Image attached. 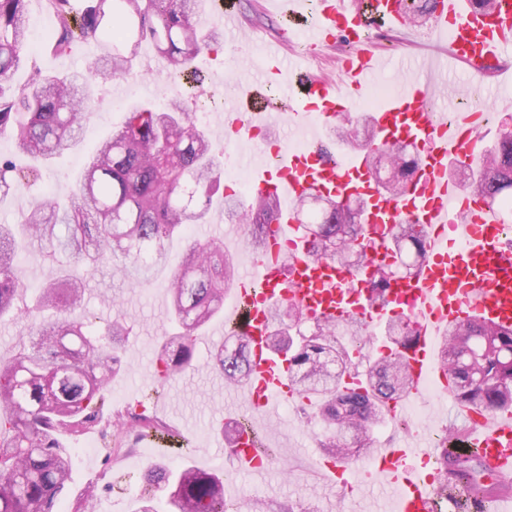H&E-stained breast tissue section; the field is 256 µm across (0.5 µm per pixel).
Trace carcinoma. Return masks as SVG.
Returning a JSON list of instances; mask_svg holds the SVG:
<instances>
[{
	"label": "carcinoma",
	"instance_id": "carcinoma-1",
	"mask_svg": "<svg viewBox=\"0 0 512 512\" xmlns=\"http://www.w3.org/2000/svg\"><path fill=\"white\" fill-rule=\"evenodd\" d=\"M27 0H0V137L12 140L17 151L50 160L76 139L85 115L88 77L130 74L143 43L152 45L175 74H184L205 50H220L224 32L203 30L196 19L197 0H45L53 19L47 37L51 50L63 55L85 41H95L98 54L86 74H37L32 82L16 85L14 74L29 63ZM410 23L422 26L439 0H401ZM195 104L184 99L163 106L134 105L120 129L112 133L86 162L76 201L68 207L51 199L34 203L21 223L30 239L82 263L91 273L114 264L133 285L148 280L155 266L167 261L174 238L186 240L185 258L168 283L172 313L179 325L175 336L161 346L158 361L165 378L188 371L194 361L199 332L224 310V293L236 274L234 256L217 241L200 242L190 236L195 224L209 223L211 196L220 187L221 163L193 118ZM365 113L336 127V138L350 149L365 150L373 130ZM381 155L368 163L379 188L399 193L419 166L418 153L397 146L391 176L380 179ZM40 170H19L0 162V194L14 186L35 182ZM468 188L504 210L512 199V130L500 134L485 163L462 172ZM316 205L306 224L310 253L334 259L353 269L365 260L359 239V215L364 201L341 204L331 197L310 194L296 203ZM273 206L254 200L250 209L233 196L224 197V218L246 222V241L252 253L263 248L260 229L269 223ZM395 262L374 272L372 288L383 290L391 280L409 273L422 258L423 232L416 224H402L392 241ZM21 248L6 224L0 225V319L15 314L32 318L51 310L52 322L30 328L32 345L0 362V512H59L57 504L73 470L70 449L60 437L77 436L97 422L107 401L110 381L121 370V357L130 328L120 314L95 331L80 313L86 279L50 270L33 306L21 307L23 289ZM276 333L270 346L288 363V382L300 395L318 398V419L327 434L320 447L352 460L371 454L375 429L384 422L382 402L403 395L408 376L398 346L413 336L411 322L390 318L385 330L389 352L370 356L361 347L367 339L359 323L344 325L349 342L336 337V324L318 321L311 334L302 333L304 319L284 306L273 312ZM444 360L457 381L456 399L463 406L494 410L512 406V329L468 323L458 326L443 343ZM364 391L355 393L344 378L360 371ZM215 365L224 381L239 385L250 375L246 339L234 348H221ZM142 429L162 435L173 431L159 419L127 410ZM451 469L441 494L467 510L471 498L485 492L479 481L481 460L475 450L466 454L443 451L440 469ZM137 512H157L155 502L169 512H240L241 501L224 497V478L211 473L151 464L142 476Z\"/></svg>",
	"mask_w": 512,
	"mask_h": 512
}]
</instances>
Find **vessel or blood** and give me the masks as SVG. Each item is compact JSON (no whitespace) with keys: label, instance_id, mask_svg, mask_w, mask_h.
Listing matches in <instances>:
<instances>
[{"label":"vessel or blood","instance_id":"vessel-or-blood-1","mask_svg":"<svg viewBox=\"0 0 512 512\" xmlns=\"http://www.w3.org/2000/svg\"><path fill=\"white\" fill-rule=\"evenodd\" d=\"M276 2L287 17L314 12L309 29L315 43L330 46L340 36L349 42L351 52L341 61L344 81L308 77L298 110L287 117L292 133L312 120L320 125L307 148L295 152L283 143L261 153L250 194L274 201L277 213L264 227L265 251L236 275L224 306V323L247 336L252 367L246 392L257 410L269 412L294 395L286 363L269 346L274 307L290 303L309 321L357 319L371 328L390 317H409L414 341L401 350L408 392L384 407L385 415L394 420L426 383H433L442 396H454L455 381L436 356L438 342L451 326L471 321L512 327V232L500 210L449 173L450 168L466 169L486 157L489 146L481 135L486 114L457 109L442 118L427 107L455 67L479 71L512 58V0H493L485 11L475 10L469 0H439L433 30L448 35L447 61L407 76L374 113L375 149L414 143L421 151L418 171L395 196L378 189L365 158L341 161L322 153L320 145L322 132L333 131L337 120L354 109L377 72L404 64L406 53L381 56L370 49L366 37L373 14L392 26H407L398 0H373L369 15L346 0ZM285 45V39L275 40L257 76L233 78L232 91L224 99L225 150L257 141L260 132L278 122L277 103L265 93L270 85L284 93L292 84L290 65L281 54ZM310 193L368 199L360 215L366 251L362 269L352 271L337 261L310 257L305 228L294 211L298 199ZM399 224L421 226L424 255L411 274L384 290L381 301L370 302L371 273L390 263V241ZM463 416L466 443L478 449L485 470L494 479L512 481V410L467 407ZM431 454V448L418 444L374 450V472L398 490L393 512H434L442 474L411 464L412 459ZM230 455L251 473L266 469L252 430L239 434ZM320 465L340 490H353L358 482L349 460L326 456Z\"/></svg>","mask_w":512,"mask_h":512}]
</instances>
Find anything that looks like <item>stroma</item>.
<instances>
[{
    "label": "stroma",
    "instance_id": "obj_1",
    "mask_svg": "<svg viewBox=\"0 0 512 512\" xmlns=\"http://www.w3.org/2000/svg\"><path fill=\"white\" fill-rule=\"evenodd\" d=\"M259 0H233V7L244 17V32L235 48L217 53H201L195 67L208 75L202 95L222 88L227 76L248 72L250 56L281 31L306 30L302 21L290 22L275 17L258 5ZM87 62L81 49L65 55L42 50L29 65L18 71L22 83L38 72L83 73ZM186 79L172 77L165 62L151 46H144L132 73L124 78H96L88 87V109L78 143L53 160L41 179L32 186L21 185L0 197V224H15L34 198L44 195L65 199L72 195L86 157L119 128L127 108L134 102L149 100L164 105L186 97ZM185 252L183 241L168 247V261L153 270V282L132 286L115 272L112 265L99 267L89 278L84 296V313L96 325H104L115 314L126 319L130 334L122 353V370L110 385L111 405L95 428L67 439L66 447L75 454L71 481L61 504L73 512L81 500H89L92 512H137L139 479L156 460L154 449L144 447L139 434H129L121 453L112 451L113 422L117 414L136 403L153 406L164 398L166 410L159 418L177 431L167 443L166 464L178 469L191 464L202 470L230 473L232 482L226 494L245 502L261 501L274 512H345L346 501H354V512H387L393 492L378 478L369 477L342 499L336 487L318 471L322 452L318 440L322 424L312 416L307 401L291 399L276 415L255 411L243 392L224 385L223 377L212 368L211 356L224 341L222 318L212 320L195 345L193 369L182 376L162 378L156 352L162 340L176 331L165 284ZM248 418L264 435L278 460L276 466L255 475L235 469L224 453V438L218 425L230 419ZM465 420L457 401L439 396L429 398L417 423L385 424L375 431L377 444L387 448L403 445L411 438H432L448 429H462ZM93 442L100 450L91 456L80 455L84 443Z\"/></svg>",
    "mask_w": 512,
    "mask_h": 512
}]
</instances>
